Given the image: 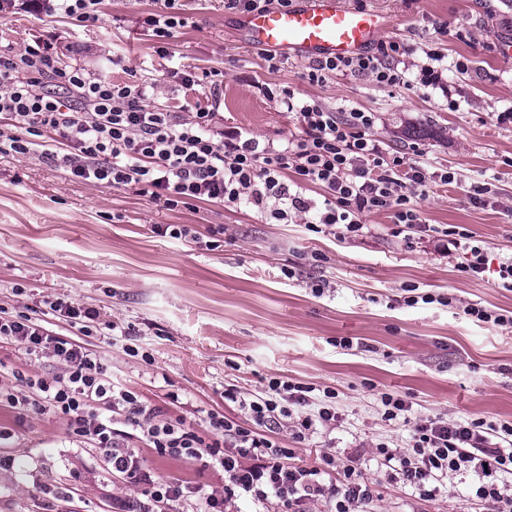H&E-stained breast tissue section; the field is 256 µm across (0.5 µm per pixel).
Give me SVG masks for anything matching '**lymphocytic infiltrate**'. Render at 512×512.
Masks as SVG:
<instances>
[{
    "label": "lymphocytic infiltrate",
    "mask_w": 512,
    "mask_h": 512,
    "mask_svg": "<svg viewBox=\"0 0 512 512\" xmlns=\"http://www.w3.org/2000/svg\"><path fill=\"white\" fill-rule=\"evenodd\" d=\"M403 52L399 43L388 42L374 55L319 60L311 64L308 78L319 83L330 73H350L387 87L439 84V53L427 50V64L411 81L398 69ZM179 80L188 88L201 87L210 110L171 111L151 102L145 82L94 77L64 64L45 39L0 54V156L29 155L41 139L50 145L47 158L72 178L97 187L139 186L169 208L203 201L244 203L276 221L299 217L309 231L328 229L344 239L362 234L364 216L389 211L400 232H430L415 201L432 183L453 182L455 174L429 170L384 149L369 133L372 113L353 109L342 114L296 98L288 88L268 91V98L295 114L302 127L301 136L289 138L284 149L271 150L221 125L223 71L210 70L203 78L184 73ZM310 185L323 189V203L305 196ZM5 341L19 344L35 359L51 353L61 371L49 379L15 375L12 387L0 389V402L53 411L73 435L105 454L113 472L147 484L145 500H129L127 512H155L161 503L196 495L204 497L209 512H224L226 503L239 497L277 501L281 512H308L319 500L330 503V512H359L373 498L359 456L339 462L325 453L320 465L302 466L294 462V449L275 437L287 418L298 443L313 426L335 423V391L319 396L312 386L272 379L245 405L250 425L208 413L214 434L208 443L184 420L114 385L100 356L58 336L40 318L0 310V342ZM295 405L302 415L292 414ZM119 418L139 428L143 442L159 456L187 457L222 469L228 479L223 493L153 481L143 457L129 450L115 428ZM376 453L395 479L420 497H436L441 477L469 475V500L484 512H512L505 484L512 476V424L418 419L408 447L380 446Z\"/></svg>",
    "instance_id": "f902f5d3"
}]
</instances>
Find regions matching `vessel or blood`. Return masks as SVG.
I'll return each mask as SVG.
<instances>
[{
  "instance_id": "1",
  "label": "vessel or blood",
  "mask_w": 512,
  "mask_h": 512,
  "mask_svg": "<svg viewBox=\"0 0 512 512\" xmlns=\"http://www.w3.org/2000/svg\"><path fill=\"white\" fill-rule=\"evenodd\" d=\"M387 25L384 15L342 0H296L286 8L250 13L246 39L285 56L347 59L362 55Z\"/></svg>"
}]
</instances>
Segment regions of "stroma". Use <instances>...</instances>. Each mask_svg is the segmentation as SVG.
<instances>
[{"label":"stroma","instance_id":"1","mask_svg":"<svg viewBox=\"0 0 512 512\" xmlns=\"http://www.w3.org/2000/svg\"><path fill=\"white\" fill-rule=\"evenodd\" d=\"M382 12L380 39L408 45V66L425 63L424 49L442 57L448 91L390 88L357 75L310 82L307 58L268 62L251 46L244 16L224 0H181L186 20L165 53L142 25L155 0H102L99 19L82 24L60 14L13 13L0 18V49L19 51L33 39L53 42L62 60L114 81L135 77L155 86L153 102L176 112L207 108L199 93L171 75L219 68L225 129L241 130L260 145L280 147L300 134L295 116L267 90L346 112L373 113V138L409 162L450 169L456 179L432 186L419 201L433 234L406 243L390 213L365 217L362 236L341 239L280 224L246 206L199 202L169 209L135 188H103L73 179L38 155L0 157V309H36L60 336L83 341L101 356L117 385L148 401H178L168 414L184 418L211 439L207 414L238 424L248 416L225 400L245 399L278 378L334 389L336 424L317 427L296 446L298 463L317 465L322 453L360 454L374 484L370 512H467V484L445 479L440 493L422 499L382 466L375 447L403 448L408 425L385 422L381 393L412 404L411 418L456 422L484 418L512 424V330L458 313L474 304L512 313V288L497 266L512 259V58L499 52L512 39V0H345ZM463 61L467 70H456ZM494 199L473 205L471 186ZM160 224H188L197 241L157 233ZM472 232L489 268L463 272L461 253L441 247V229ZM326 281L323 294L312 284ZM442 293L453 303L404 304L407 289ZM66 297L99 311L92 335L51 314L49 300ZM117 324L119 335L106 333ZM353 344L337 346L340 338ZM0 512H121L144 484L114 474L105 455L70 435L64 419L33 408L0 404ZM159 480L223 489L224 473L200 462L161 457L129 435Z\"/></svg>","mask_w":512,"mask_h":512}]
</instances>
